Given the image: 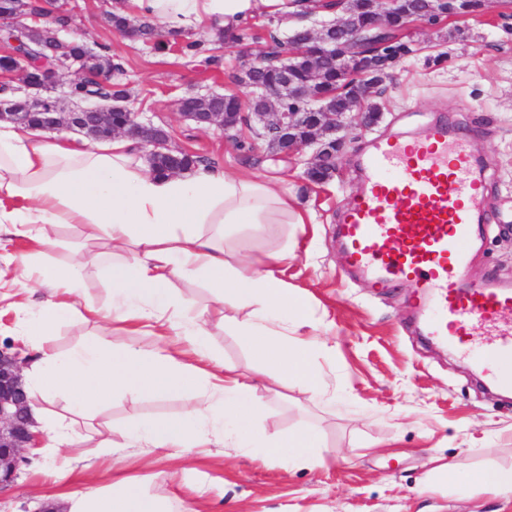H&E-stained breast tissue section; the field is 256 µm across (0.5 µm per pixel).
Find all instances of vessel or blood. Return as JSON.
<instances>
[{"label":"vessel or blood","mask_w":512,"mask_h":512,"mask_svg":"<svg viewBox=\"0 0 512 512\" xmlns=\"http://www.w3.org/2000/svg\"><path fill=\"white\" fill-rule=\"evenodd\" d=\"M361 165L365 180L340 216L345 267L375 284L410 283L428 335L490 365L493 383L512 390V326L474 341L478 325L512 312V291L468 278L485 194L470 139L437 122L418 139L373 142Z\"/></svg>","instance_id":"vessel-or-blood-1"}]
</instances>
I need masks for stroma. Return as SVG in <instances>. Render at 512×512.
I'll use <instances>...</instances> for the list:
<instances>
[{
    "instance_id": "obj_1",
    "label": "stroma",
    "mask_w": 512,
    "mask_h": 512,
    "mask_svg": "<svg viewBox=\"0 0 512 512\" xmlns=\"http://www.w3.org/2000/svg\"><path fill=\"white\" fill-rule=\"evenodd\" d=\"M65 5L72 17L68 37L96 52L112 51L123 68L128 107L140 120L162 127L169 147L217 160L230 172L247 169L278 178L309 208L311 224H267L247 242L257 258L274 248L292 249L286 280L304 289L313 318L329 316L331 328L316 332L329 343L311 354L326 391L311 396L291 386L277 397L260 389L249 402L256 439L312 430L325 463L266 462L250 449L228 446L196 449L188 463L160 450L103 454L95 441L121 442L134 423L176 417L186 405L176 394L116 396L80 422L92 445L31 451L15 485L0 492V512H40L63 482L88 478L112 489L164 486L172 512H512V493L434 478L448 462L464 474L512 468V396L490 391L473 373L471 359L419 333L408 283L371 288L345 271L336 224L362 183L357 160L373 139L408 138L446 121L468 133L483 161L489 221L481 227L469 277L512 284V0H489L471 17L412 26L406 33L411 54L375 96L378 122L364 132H346L333 177L319 183L307 176L315 147L277 155L259 137L250 114H242L235 128L221 130L197 127L177 108L188 92L233 93L248 102L249 89L235 80L246 62L237 44L259 54L270 33L285 35L290 22L258 16L232 38L202 28L190 31V38L204 40L220 57L215 66L202 55L156 52L122 38L106 15L128 12L129 0H65ZM32 249L26 240L0 243V346L22 342L16 326L35 299L16 279L22 255ZM109 287L105 266L86 268L81 300L99 315L79 326L62 321L51 339L56 352L71 351L102 327L116 350L134 343L150 351L172 343L169 334L110 332ZM208 342L246 382H255L263 364L231 329L211 327Z\"/></svg>"
}]
</instances>
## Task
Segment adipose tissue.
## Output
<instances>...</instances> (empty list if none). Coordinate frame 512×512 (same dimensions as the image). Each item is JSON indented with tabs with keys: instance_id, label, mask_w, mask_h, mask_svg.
Masks as SVG:
<instances>
[{
	"instance_id": "adipose-tissue-1",
	"label": "adipose tissue",
	"mask_w": 512,
	"mask_h": 512,
	"mask_svg": "<svg viewBox=\"0 0 512 512\" xmlns=\"http://www.w3.org/2000/svg\"><path fill=\"white\" fill-rule=\"evenodd\" d=\"M138 16L179 32L207 22L215 32L234 35L249 18L272 15L297 19L308 0H133ZM311 216L299 199L250 171L228 173L217 161L202 162L178 174H158L141 156L135 140L113 136L107 144L69 140L36 128L0 122V237L25 239L36 250L26 262L22 288L48 294L23 325L35 344L36 358L23 371L27 392L37 393L32 407L36 425L51 427L59 446H80L65 419H49L45 406L64 401L73 415H86L114 394L187 396L184 413L130 428L117 447L162 448L171 458H187L194 448L224 443L232 426L248 441L252 409L250 391L234 366L214 361L200 372L183 362L177 350L145 354L135 346L115 353L103 339L91 337L62 355L49 345L56 323L78 315L72 296L83 284V264L46 262L56 245L53 229L78 226L85 238L127 262L110 268L112 313L123 323L145 322L177 332L199 357H207L203 338L209 317L186 320L172 295L181 280H198L209 288L218 324L231 328L253 348L264 365V388L274 393L293 381L299 391L317 392L321 378L310 363V343L297 334L310 326L311 311L300 289L284 278L293 254L269 250L252 259L230 245L235 230L260 231L266 224H307ZM235 308V315L224 312ZM317 437L306 430L259 443L264 459L316 461ZM68 512H165L163 493L113 495L100 488L68 489Z\"/></svg>"
}]
</instances>
